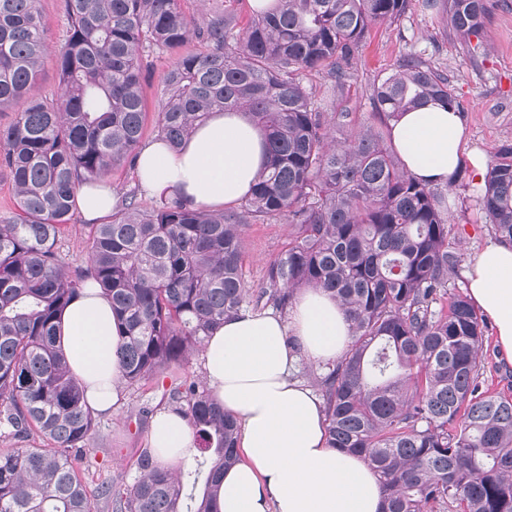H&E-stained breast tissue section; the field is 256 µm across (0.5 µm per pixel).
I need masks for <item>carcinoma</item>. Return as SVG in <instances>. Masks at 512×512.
Masks as SVG:
<instances>
[{
    "instance_id": "cac0c4a2",
    "label": "carcinoma",
    "mask_w": 512,
    "mask_h": 512,
    "mask_svg": "<svg viewBox=\"0 0 512 512\" xmlns=\"http://www.w3.org/2000/svg\"><path fill=\"white\" fill-rule=\"evenodd\" d=\"M496 0H425L475 51ZM39 0H0V171L18 208L0 224V512H215L214 487L237 461L236 421L198 382L173 398L200 452L201 493L158 469L142 449L129 492L80 472L94 428L80 380L57 345L56 319L94 280L124 330L118 356L133 385L203 350L224 318L321 289L351 322L346 352L312 378L330 446L364 457L380 478L384 512H512V400L479 391L485 323L449 286L461 254L448 240V196L400 167L371 126L337 140L351 113L320 110L303 84L317 72L341 86L372 25L410 0H279L244 28L231 14L186 15L180 0H61L67 27L59 91L38 89L49 49ZM199 48L183 51L190 42ZM172 62L161 88L160 136L177 146L215 111L244 110L266 138L268 164L239 213L179 199L145 205L131 191L91 235L86 266L58 251L82 183L136 164L149 58ZM428 101H459L437 70L408 60L374 87L385 124ZM478 202L495 236L512 243V144L494 153ZM288 218V243L262 285L244 282L241 227Z\"/></svg>"
}]
</instances>
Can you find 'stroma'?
<instances>
[{"mask_svg": "<svg viewBox=\"0 0 512 512\" xmlns=\"http://www.w3.org/2000/svg\"><path fill=\"white\" fill-rule=\"evenodd\" d=\"M440 14L412 0L399 20L372 26L356 49L342 88L317 73L303 80L325 112L352 113L355 126L379 125L373 107V89L402 60L414 57L447 77L461 103L466 148L491 157L501 144H512V0H498L481 34V46L470 51L454 34L446 33ZM170 66L168 57L156 58L142 82L143 138L157 137L162 79ZM291 231L286 221L270 219L243 226L241 248L245 279L251 287L263 283L269 262L280 253ZM495 235L488 218L478 210L472 190L459 191L448 200V239L471 260ZM494 327H487L480 355L482 390L512 399V365L495 343ZM203 377L202 356L194 354L171 365L149 380L123 386L118 405L107 416H97L89 445L96 466L83 479L96 485L113 480L117 489L131 488L137 475L135 462L147 447L151 415L173 407V388L183 381Z\"/></svg>", "mask_w": 512, "mask_h": 512, "instance_id": "stroma-1", "label": "stroma"}]
</instances>
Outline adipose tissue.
<instances>
[{
    "mask_svg": "<svg viewBox=\"0 0 512 512\" xmlns=\"http://www.w3.org/2000/svg\"><path fill=\"white\" fill-rule=\"evenodd\" d=\"M391 139L406 170L423 182L447 184L465 167L473 185L483 182L484 160L466 151L453 107L430 102L400 115ZM266 161L264 134L244 111L213 112L178 148L161 138L141 145L136 176L144 198L221 210L249 195ZM119 201L102 182L82 185L76 197L90 224L110 216ZM467 278L470 301L493 319L496 344L512 363V244H486ZM350 335L338 302L310 289L287 315L230 317L207 337L202 365L208 389L239 423V460L219 480L217 512H383L378 478L358 454L330 447L324 405L295 376L300 360H336ZM57 337L89 407L111 412L121 394V337L112 305L94 282L63 310ZM148 443L165 471L186 463L195 446L186 419L170 408L154 415Z\"/></svg>",
    "mask_w": 512,
    "mask_h": 512,
    "instance_id": "ef3b65f1",
    "label": "adipose tissue"
}]
</instances>
